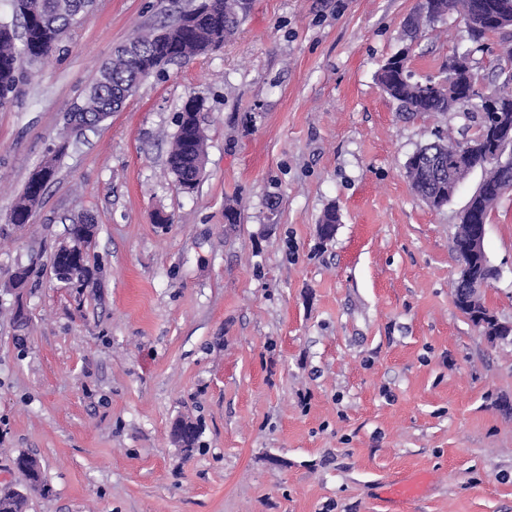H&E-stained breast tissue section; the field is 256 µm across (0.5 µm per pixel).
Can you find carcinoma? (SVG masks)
I'll return each mask as SVG.
<instances>
[{"instance_id":"obj_1","label":"carcinoma","mask_w":512,"mask_h":512,"mask_svg":"<svg viewBox=\"0 0 512 512\" xmlns=\"http://www.w3.org/2000/svg\"><path fill=\"white\" fill-rule=\"evenodd\" d=\"M14 22H0V93L10 99L18 96L24 75L19 59L37 63L61 49L72 32L70 19L83 16L90 0H12ZM250 0H213L210 11L190 24L165 25L156 32L137 35L130 40L131 49L121 47L104 64L88 87L81 111L106 119L118 111L126 93L142 82L141 73L174 61H189L207 54L211 45H222L234 36L241 19L249 10ZM472 14L469 37L481 46L497 33L492 25L496 16L512 12V0H419L413 15L403 29L405 39L413 42L448 12ZM378 83L399 108L412 115L428 112H460L475 99L477 91L472 78L450 69L444 79L418 82L412 80L408 57L394 56L379 70ZM205 142L204 131L197 125L176 124L168 154V166L177 186L194 178L190 155ZM470 154L462 159L465 165H477L484 171L482 186L469 198L470 222L485 224L498 201L512 191V164L501 165L495 160L497 148L480 137L469 139ZM456 141L439 137L418 149L416 163L405 165L406 175L415 193L434 208L448 200V148ZM46 190L45 182L28 178L23 192L15 199L14 221L26 222V209L39 204ZM339 216L334 208L326 210L320 220L319 234L330 238L336 230ZM466 228L458 229L453 247L458 261L468 266L472 281L482 284L495 278L494 268L483 256L472 258L465 252ZM88 264L69 270L63 283L71 288L89 284ZM453 301L476 328L494 330L500 318L485 303L480 294L472 293L469 285L455 282ZM199 438L197 427L187 422L179 436L181 447L195 448ZM15 462L27 482L29 491L47 495L50 489L36 458L21 453ZM25 498L11 490L0 491V512H23Z\"/></svg>"}]
</instances>
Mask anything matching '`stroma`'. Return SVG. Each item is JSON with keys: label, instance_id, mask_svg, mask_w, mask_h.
I'll return each mask as SVG.
<instances>
[{"label": "stroma", "instance_id": "stroma-1", "mask_svg": "<svg viewBox=\"0 0 512 512\" xmlns=\"http://www.w3.org/2000/svg\"><path fill=\"white\" fill-rule=\"evenodd\" d=\"M416 4L251 0L221 48L166 65L77 136L67 112L118 46L163 25L160 0H94L63 51L25 67L0 107V488L20 486L19 454L39 458L50 493L27 512H391L379 494L405 474L425 480L409 512H512V345L452 297L482 173L437 210L405 174L421 145L472 125L401 112L377 82ZM487 45L473 51L451 13L409 68L437 80L469 50L492 87ZM192 97L207 164L186 195L167 156ZM54 147L32 223H6ZM84 214L94 277L70 288L50 259ZM484 245L485 302L512 321V192ZM20 265L33 274L8 291ZM183 417L199 429L189 453L170 437Z\"/></svg>", "mask_w": 512, "mask_h": 512}]
</instances>
